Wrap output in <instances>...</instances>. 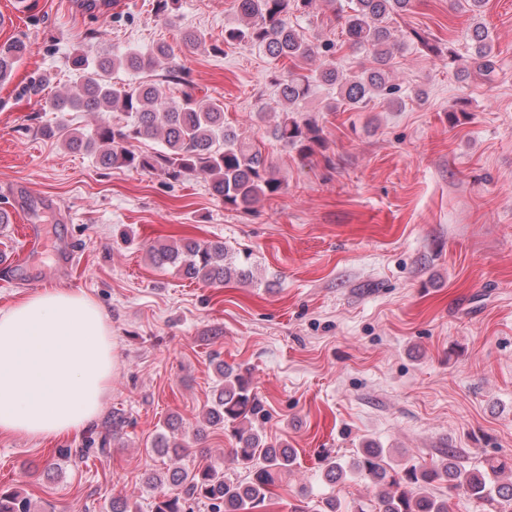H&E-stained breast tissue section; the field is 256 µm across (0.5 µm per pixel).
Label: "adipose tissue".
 I'll return each mask as SVG.
<instances>
[{
    "label": "adipose tissue",
    "instance_id": "ef3b65f1",
    "mask_svg": "<svg viewBox=\"0 0 512 512\" xmlns=\"http://www.w3.org/2000/svg\"><path fill=\"white\" fill-rule=\"evenodd\" d=\"M112 327L87 295L46 290L0 311V434L85 429L111 386Z\"/></svg>",
    "mask_w": 512,
    "mask_h": 512
}]
</instances>
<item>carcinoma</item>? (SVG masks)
<instances>
[{
  "label": "carcinoma",
  "mask_w": 512,
  "mask_h": 512,
  "mask_svg": "<svg viewBox=\"0 0 512 512\" xmlns=\"http://www.w3.org/2000/svg\"><path fill=\"white\" fill-rule=\"evenodd\" d=\"M315 0H235L239 23L224 29V42L243 43L266 53L270 59L295 63V68L278 79L283 110L271 130L272 137L305 157L322 145L319 128L300 121L295 113L315 92L326 85L336 91L327 104L330 112L357 110L382 98L390 105H402L393 98L392 58L399 48L389 20L406 12L412 0H351L349 12L339 15L343 43L370 58V65L346 73L331 60L311 70L304 64L331 51L334 46L315 44L291 24L289 15L309 12ZM410 41L428 55L440 56L443 49L416 30ZM466 44L474 49L472 64L485 80L496 72L492 37L479 20L465 33ZM26 44L20 40L0 43V82L10 79L23 58ZM169 48L151 50L127 48L90 55L77 50L70 58L75 85L51 98L52 112H94L99 119L87 132L61 120L43 126L40 134L70 150H84L98 156L104 168H125L144 173L159 172L177 182L187 177L202 178L224 204L249 212L262 197L283 188L268 159L253 144L224 122V107L215 101L197 99L187 73L171 69L164 81L186 87L180 101L168 99L155 82L135 81L118 85L112 75L119 71L133 75L150 73ZM158 140L153 152H137L133 143ZM158 267H173L190 280L212 285L253 279L251 253L232 252L222 241L185 239L150 249ZM224 378L214 393L205 421L230 432L235 441L232 461L249 471L238 480L226 471L207 466L196 471L174 469L167 481L157 480L159 490L154 512H187L193 502H206L211 512H253L264 506L266 492L276 477L296 461L292 449L268 440L262 431L266 412L251 379L227 364H217ZM187 446L157 437L153 450L177 456ZM507 462L487 457L478 465H467L452 450L441 453L433 465L413 463L394 467L389 451L368 445L358 449L351 462L325 456L323 475L336 483L350 476L364 479L373 488V498L354 503V512H448V499L438 497L433 486L448 482V491L463 492L478 501L481 512H512V482H500ZM0 512H29V502L20 494H0Z\"/></svg>",
  "instance_id": "carcinoma-1"
}]
</instances>
